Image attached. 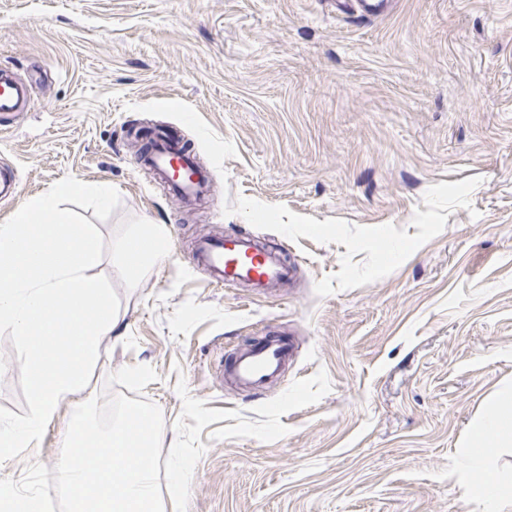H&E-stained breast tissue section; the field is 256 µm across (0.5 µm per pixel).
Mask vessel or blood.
I'll return each mask as SVG.
<instances>
[{
	"mask_svg": "<svg viewBox=\"0 0 512 512\" xmlns=\"http://www.w3.org/2000/svg\"><path fill=\"white\" fill-rule=\"evenodd\" d=\"M29 103L28 84L13 72L0 69V121L24 111ZM139 166L151 180L189 203L206 199L214 185L211 174L199 168L192 153L171 134L155 136ZM192 259L205 267L212 282L220 286L248 282L254 288L266 289L288 282L292 273L284 255L260 251L254 240L245 237L201 238ZM290 352L287 339L263 338L237 351L224 373L240 388L260 389L278 378Z\"/></svg>",
	"mask_w": 512,
	"mask_h": 512,
	"instance_id": "b4317fda",
	"label": "vessel or blood"
}]
</instances>
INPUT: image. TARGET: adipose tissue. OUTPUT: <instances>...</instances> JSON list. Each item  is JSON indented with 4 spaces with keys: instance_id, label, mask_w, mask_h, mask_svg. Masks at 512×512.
Wrapping results in <instances>:
<instances>
[{
    "instance_id": "adipose-tissue-1",
    "label": "adipose tissue",
    "mask_w": 512,
    "mask_h": 512,
    "mask_svg": "<svg viewBox=\"0 0 512 512\" xmlns=\"http://www.w3.org/2000/svg\"><path fill=\"white\" fill-rule=\"evenodd\" d=\"M512 447V398L498 401L493 415L475 424L464 445L466 472H483L489 463L490 449Z\"/></svg>"
}]
</instances>
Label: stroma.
<instances>
[{"label":"stroma","instance_id":"35a3bbf8","mask_svg":"<svg viewBox=\"0 0 512 512\" xmlns=\"http://www.w3.org/2000/svg\"><path fill=\"white\" fill-rule=\"evenodd\" d=\"M1 67L33 91L0 134L19 190L0 223L67 176L120 193L91 270L120 331L84 396L156 371L165 512H489L458 457L512 394V0H0ZM132 127L177 131L214 196L188 209L152 183ZM141 224L170 253L132 276L114 244ZM217 232L285 253L293 279L211 283L189 250ZM276 334L294 344L276 383H224ZM0 406L28 412L4 336ZM72 411L0 479L55 467Z\"/></svg>","mask_w":512,"mask_h":512}]
</instances>
